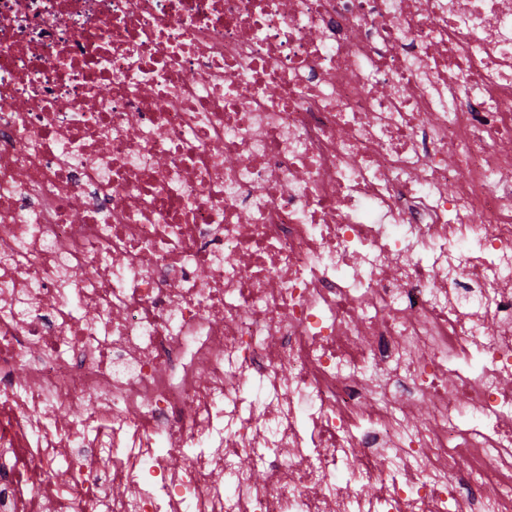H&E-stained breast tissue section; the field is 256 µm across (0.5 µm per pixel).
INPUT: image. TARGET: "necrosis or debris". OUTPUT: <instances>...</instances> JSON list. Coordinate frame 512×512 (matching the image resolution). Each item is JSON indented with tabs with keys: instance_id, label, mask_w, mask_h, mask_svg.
Listing matches in <instances>:
<instances>
[{
	"instance_id": "necrosis-or-debris-1",
	"label": "necrosis or debris",
	"mask_w": 512,
	"mask_h": 512,
	"mask_svg": "<svg viewBox=\"0 0 512 512\" xmlns=\"http://www.w3.org/2000/svg\"><path fill=\"white\" fill-rule=\"evenodd\" d=\"M0 512H512V0H0Z\"/></svg>"
}]
</instances>
